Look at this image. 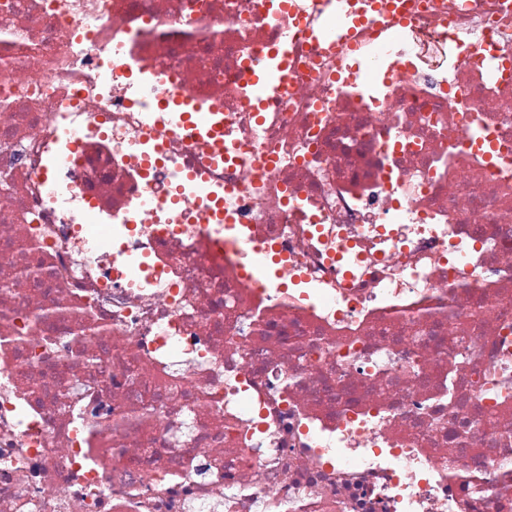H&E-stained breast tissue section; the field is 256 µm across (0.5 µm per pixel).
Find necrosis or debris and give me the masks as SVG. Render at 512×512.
<instances>
[{
	"label": "necrosis or debris",
	"mask_w": 512,
	"mask_h": 512,
	"mask_svg": "<svg viewBox=\"0 0 512 512\" xmlns=\"http://www.w3.org/2000/svg\"><path fill=\"white\" fill-rule=\"evenodd\" d=\"M395 2L0 0V512H512V0ZM199 112H181L177 117L176 126L185 135L193 136L204 134L212 141V147L216 155L224 153L223 131L216 125H209L202 121Z\"/></svg>",
	"instance_id": "4bbe7bcc"
}]
</instances>
